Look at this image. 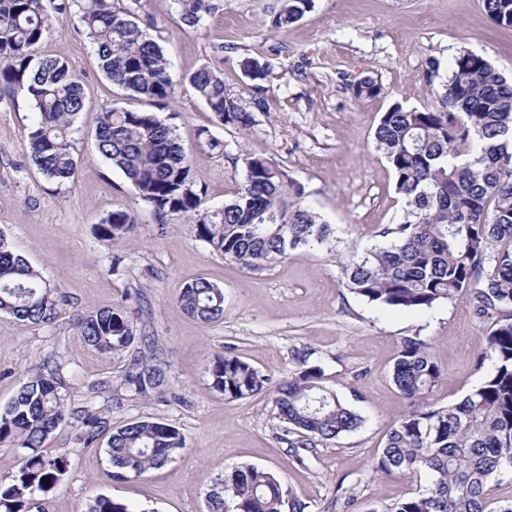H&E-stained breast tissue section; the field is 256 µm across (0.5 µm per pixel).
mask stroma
<instances>
[{"label":"stroma","instance_id":"stroma-1","mask_svg":"<svg viewBox=\"0 0 512 512\" xmlns=\"http://www.w3.org/2000/svg\"><path fill=\"white\" fill-rule=\"evenodd\" d=\"M211 3L194 28L182 23L174 0H141L137 7L151 17L149 33L170 63L173 86L163 106L114 86L74 20L55 16L40 52L63 57L87 99L72 127L80 159L74 184L57 185L31 164L27 97H0V235L61 298L48 324L26 325L0 313V407L27 371L55 355L63 364L67 407L108 412L116 427L160 418L185 436L184 448L164 467L119 479L103 446L83 447L71 426L60 427L45 443L67 456L49 512H86L99 495L144 512H207L208 492L239 464L274 474L284 491L306 503V512H376L413 489L374 468L406 408L391 381L401 339L417 334L432 344L444 376L431 398L446 406L492 372V361L477 359L491 327L461 301L425 311L368 304L342 288L336 254L383 244L381 230L403 216L392 171L374 147L381 115L396 102L420 110L436 104L465 50L512 78V29L494 24L483 0H314L303 19L278 29L270 24L278 0ZM246 56L267 61L272 78L267 111L254 112L250 129L241 131L217 124L187 77L210 64L223 72L227 94L248 104L253 92L238 66ZM433 60L439 74L432 78ZM366 79L381 93L354 98L353 85ZM115 105L155 113L174 128L192 153L203 210L233 198L244 181L245 154L282 164L303 185L307 205L330 224V248L297 252L255 272L200 241L192 219L160 217L97 153L95 118ZM203 128L222 148L208 145ZM119 207L135 214L136 226L117 242L104 241L100 222ZM197 277L223 288L220 320L205 323L182 310L180 290ZM118 306L133 312L141 341L104 355L86 344L78 322ZM218 354L240 356L275 381L308 355L362 423L297 464L280 440L270 396L228 400L213 389L209 366ZM137 358L168 365L166 385L147 399L121 385L123 370Z\"/></svg>","mask_w":512,"mask_h":512}]
</instances>
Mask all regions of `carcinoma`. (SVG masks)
<instances>
[{
	"mask_svg": "<svg viewBox=\"0 0 512 512\" xmlns=\"http://www.w3.org/2000/svg\"><path fill=\"white\" fill-rule=\"evenodd\" d=\"M174 2L188 27L199 25L211 10L210 0ZM313 2L280 0L272 26L300 21ZM483 7L494 24L512 28V0H483ZM54 14L76 21L99 69L128 95L163 106L173 78L161 45L141 28L142 17L115 6V0H0V97L26 94L34 109L30 159L62 186L77 173L79 154L70 128L85 111V93L62 57L38 53ZM239 66L255 92L248 108L226 96L224 74L208 64L190 74L189 83L219 124L245 129L252 111L267 110L271 71L255 57L243 58ZM352 91L360 99L379 95L381 87L367 79ZM95 138L98 154L123 172L155 213L196 215V237L249 270L329 244L330 225L304 204L303 186L270 159L245 155V181L236 196L201 214L204 192L192 181V156L154 113L102 111ZM374 140L405 213L402 222L381 232L392 238L389 246L352 250L339 259L342 286L369 304L402 311L464 300L478 319L494 320L478 361L492 360L493 371L448 406L431 402L443 370L430 343L419 336L402 339L392 383L407 409L388 432L376 469L425 485L379 512H512V498L495 499L489 486L493 476L512 470V166L502 163L504 155L512 156V80L484 56L464 50L455 57L437 105L418 110L393 104L380 117ZM134 224V213L117 208L102 220V237L117 241ZM179 303L190 316L215 321L224 316V289L198 277L184 284ZM57 305L54 289L0 236V312L41 325L55 319ZM80 334L103 354L136 340L123 307L85 316ZM209 372L212 387L226 399L272 395L284 423L280 440L299 464L304 452L361 423L325 384L322 368L304 359L296 373L274 386L268 375L234 355L216 357ZM165 379L164 363L136 360L121 382L147 398ZM65 387L60 364H48L29 374L0 408V447L27 450L10 482L0 483V512H47L49 494L67 469L66 455L44 449L60 425H74L86 448L109 430L108 418L98 412L66 408ZM183 447L178 428L148 418L111 431L105 453L116 476H140L163 467ZM207 504L209 512H305V504L284 492L272 473L248 464L215 483ZM87 512L137 510L99 496Z\"/></svg>",
	"mask_w": 512,
	"mask_h": 512,
	"instance_id": "obj_1",
	"label": "carcinoma"
}]
</instances>
